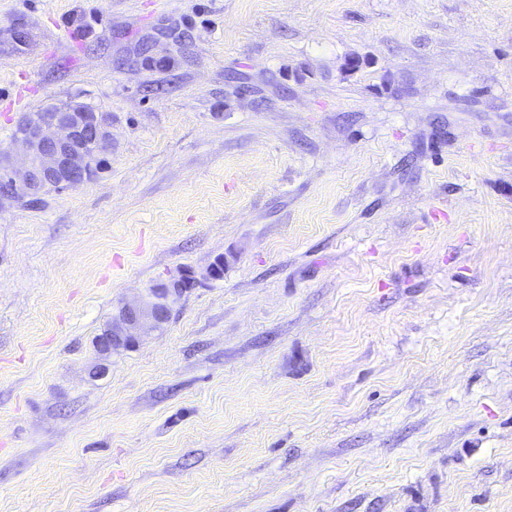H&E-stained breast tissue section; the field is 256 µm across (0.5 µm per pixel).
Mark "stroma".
<instances>
[{
  "label": "stroma",
  "instance_id": "obj_1",
  "mask_svg": "<svg viewBox=\"0 0 512 512\" xmlns=\"http://www.w3.org/2000/svg\"><path fill=\"white\" fill-rule=\"evenodd\" d=\"M70 101L104 170L0 206V512H512V0H0V149ZM218 275L214 263L202 273L181 270L177 276L164 282L165 288H147L136 298L119 303L112 333L99 336L96 340L101 361L109 359L113 353L136 347L143 336L158 331L186 293L202 281L214 280Z\"/></svg>",
  "mask_w": 512,
  "mask_h": 512
}]
</instances>
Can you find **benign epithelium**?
<instances>
[{"label": "benign epithelium", "mask_w": 512, "mask_h": 512, "mask_svg": "<svg viewBox=\"0 0 512 512\" xmlns=\"http://www.w3.org/2000/svg\"><path fill=\"white\" fill-rule=\"evenodd\" d=\"M13 142L23 150L18 162L0 152V203L35 199L49 187L77 188L90 181L100 160L112 149V119L92 110H75L62 102L39 113L34 121L16 132ZM219 275L215 264L204 272L183 270L167 279L162 288H147L136 298L119 303L116 326L96 340L101 363L93 375L106 370L102 361L121 350H129L140 339L160 329L192 288Z\"/></svg>", "instance_id": "1"}]
</instances>
